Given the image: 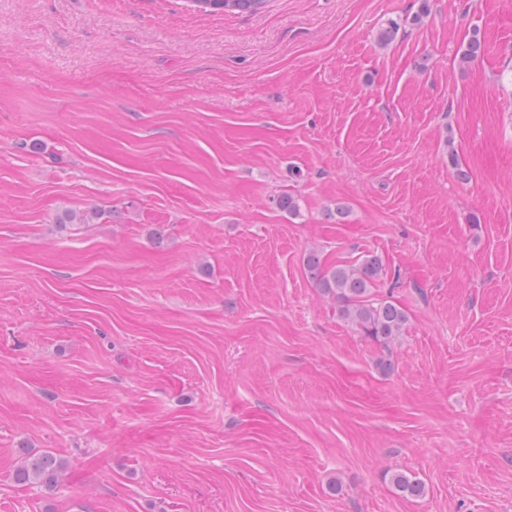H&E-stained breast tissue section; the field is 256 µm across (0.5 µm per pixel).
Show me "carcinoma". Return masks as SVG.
<instances>
[{"mask_svg": "<svg viewBox=\"0 0 512 512\" xmlns=\"http://www.w3.org/2000/svg\"><path fill=\"white\" fill-rule=\"evenodd\" d=\"M265 0H193V6L209 12L257 11ZM482 52V41L474 33L459 57L462 65L472 64ZM98 217L96 211H68L58 218L61 224H88ZM312 283L320 292L336 303L338 315L361 336L380 346L384 356L379 367L389 372L393 368L392 346L402 335L408 323L406 310L382 295L377 283L385 271L382 259L366 252L355 260L330 262L312 250L304 259ZM20 462L13 473V480L21 485L36 484L47 490L56 488L66 460L49 452L33 454L20 449ZM392 488L406 498H420L426 494L425 483L417 476L402 470L389 474Z\"/></svg>", "mask_w": 512, "mask_h": 512, "instance_id": "obj_1", "label": "carcinoma"}]
</instances>
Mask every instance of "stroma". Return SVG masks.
I'll return each instance as SVG.
<instances>
[{
	"mask_svg": "<svg viewBox=\"0 0 512 512\" xmlns=\"http://www.w3.org/2000/svg\"><path fill=\"white\" fill-rule=\"evenodd\" d=\"M0 512H512V0H0ZM265 0H193V6L209 12L238 11L251 13L257 11ZM304 267L315 287L336 303L338 315L359 335L382 348L385 356L380 358L379 367L391 371L392 346L409 318L391 296L381 295L376 288L385 271L382 259L366 252L355 260L330 262L312 250L304 259ZM19 452L20 462L13 473L17 484H36L49 491L56 488L67 467L66 460L49 452L32 454L27 448H21ZM389 483L392 488L406 498H420L426 493L425 483L417 476L402 470L389 474Z\"/></svg>",
	"mask_w": 512,
	"mask_h": 512,
	"instance_id": "35a3bbf8",
	"label": "stroma"
}]
</instances>
